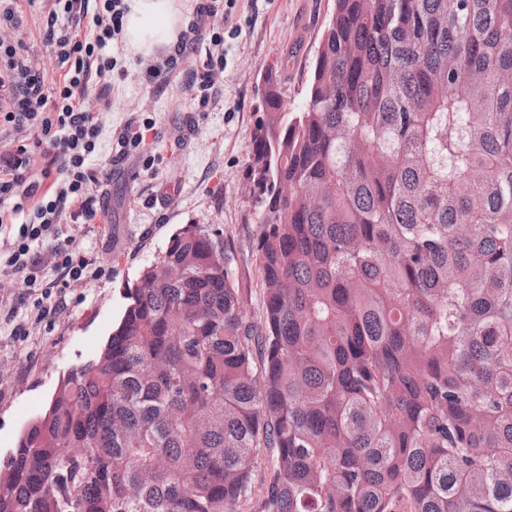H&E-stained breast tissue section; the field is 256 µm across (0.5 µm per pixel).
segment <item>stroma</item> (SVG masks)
Masks as SVG:
<instances>
[{
  "instance_id": "1",
  "label": "stroma",
  "mask_w": 512,
  "mask_h": 512,
  "mask_svg": "<svg viewBox=\"0 0 512 512\" xmlns=\"http://www.w3.org/2000/svg\"><path fill=\"white\" fill-rule=\"evenodd\" d=\"M20 30H0L5 39L26 41L31 64L46 69L41 11L18 3ZM333 0H220L211 17L221 43H196L188 60L167 80L149 79L167 48L149 56L118 49L115 69L94 78L84 106L101 128L96 162L107 177L97 193L94 223L72 226L74 257L91 259L100 278L51 290L61 307L35 319V297L13 274L0 272V458L20 432L41 415L64 374L95 357L121 317L128 285L163 252L182 224H218L228 262L242 288L249 317L262 306L254 248L258 233L246 177L255 122L268 66L280 68L289 111H300L310 64L326 28ZM216 68L212 100L199 109L183 84L208 55ZM147 126L144 143L127 159L110 164L118 133Z\"/></svg>"
}]
</instances>
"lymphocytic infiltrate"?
Masks as SVG:
<instances>
[{
  "label": "lymphocytic infiltrate",
  "mask_w": 512,
  "mask_h": 512,
  "mask_svg": "<svg viewBox=\"0 0 512 512\" xmlns=\"http://www.w3.org/2000/svg\"><path fill=\"white\" fill-rule=\"evenodd\" d=\"M43 40L61 70L60 81L47 83L29 64L25 41L0 42V127L27 132L29 141L0 146V267L20 275L34 287L44 266L60 278L95 277L89 261L74 260L68 240L60 236L67 216L85 221L97 216L89 185L101 184L103 173L93 165L101 129L76 97L92 77L117 65L105 55L107 46L121 45L126 0H104L93 14L94 37L78 39L67 17L87 14L89 0H52ZM51 241L49 256L39 246Z\"/></svg>",
  "instance_id": "1"
}]
</instances>
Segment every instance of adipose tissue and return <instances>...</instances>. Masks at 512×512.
<instances>
[{
  "mask_svg": "<svg viewBox=\"0 0 512 512\" xmlns=\"http://www.w3.org/2000/svg\"><path fill=\"white\" fill-rule=\"evenodd\" d=\"M125 37L128 50L149 55L176 41L186 24L179 0H129Z\"/></svg>",
  "mask_w": 512,
  "mask_h": 512,
  "instance_id": "1",
  "label": "adipose tissue"
}]
</instances>
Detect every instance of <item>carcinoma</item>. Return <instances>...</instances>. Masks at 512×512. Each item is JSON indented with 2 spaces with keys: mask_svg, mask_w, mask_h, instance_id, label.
Instances as JSON below:
<instances>
[{
  "mask_svg": "<svg viewBox=\"0 0 512 512\" xmlns=\"http://www.w3.org/2000/svg\"><path fill=\"white\" fill-rule=\"evenodd\" d=\"M264 85L260 320L179 227L0 512H512V0H334L301 111Z\"/></svg>",
  "mask_w": 512,
  "mask_h": 512,
  "instance_id": "carcinoma-1",
  "label": "carcinoma"
}]
</instances>
